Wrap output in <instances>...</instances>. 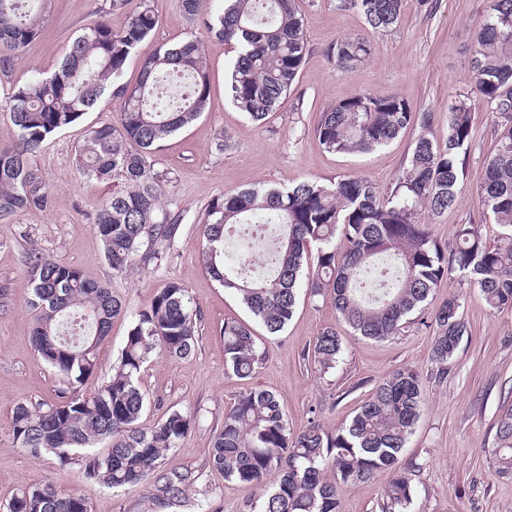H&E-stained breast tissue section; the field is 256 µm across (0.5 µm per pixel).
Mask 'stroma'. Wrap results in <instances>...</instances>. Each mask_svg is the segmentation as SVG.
Segmentation results:
<instances>
[{
    "mask_svg": "<svg viewBox=\"0 0 512 512\" xmlns=\"http://www.w3.org/2000/svg\"><path fill=\"white\" fill-rule=\"evenodd\" d=\"M104 5L105 0H47L42 35L16 59L12 82L49 76L73 39L97 22L123 28L127 14L105 12ZM153 5L158 24L129 57L123 82L135 84L141 59L159 47L194 35L203 37L209 65L211 93L205 111L150 157L155 170L170 176L162 207L188 211L190 221L181 225L160 265L113 273L92 225L121 183L87 180L79 171L76 147L88 128L115 121L116 113L106 106L84 115L33 157L54 197L52 209L0 222V287L7 289L0 299V512H8L20 487L48 481L80 495L90 512H154L148 484L103 487L79 468L60 465L54 455H31L12 434L17 404L35 407L55 401L65 387L32 347L34 315L27 306L25 261L32 248L108 285L122 303L109 338L98 349V370L83 386L87 394L109 378L136 313L169 281L188 288L198 316L194 351L186 359L161 349L153 352L140 376L148 405L139 425L153 427L175 410L191 416V427L167 464L199 473L197 488L205 493L209 512H249V504L261 494L259 488L225 481L208 464L213 437L240 393L255 387L274 392L291 431L313 422L332 431L353 416L384 378L409 366L422 375L424 399V412L401 454L402 464L414 471L411 512H512V480L497 477L488 456L498 411L512 404V308H490L477 288L455 277L430 297L423 323L379 342L353 335L338 319L332 298L303 292L292 319L272 336L254 322L236 295L205 273L200 226L212 199L240 187L360 176L390 193L421 131L442 141L448 134L449 108L463 100L472 115V134L459 200L432 221L431 230L441 244L450 246L465 224L474 225L485 239L497 237L500 227L484 210L478 186L505 121L471 91V40L485 21L488 0H436L430 12L421 0H403L399 24L384 32L372 31L357 12L337 9L336 0H298L308 53L283 104L262 125L252 122L226 92L232 49L205 36L201 21H190L180 0H153ZM354 34L370 37L376 50L359 65L339 67L328 50L337 38ZM364 90L408 100L416 112L427 114V129L412 127L368 153L325 151L313 133L320 112ZM451 294L461 299L468 332L448 375L439 378L430 361L437 333L432 313ZM228 321L250 324L263 354L249 379H238L225 367L223 330ZM327 328L340 334L343 352L336 368L322 376L313 365L312 351L316 337ZM388 481V474L381 473L365 482L338 484L342 512H380Z\"/></svg>",
    "mask_w": 512,
    "mask_h": 512,
    "instance_id": "obj_1",
    "label": "stroma"
}]
</instances>
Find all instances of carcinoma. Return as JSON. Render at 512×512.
Wrapping results in <instances>:
<instances>
[{"label":"carcinoma","instance_id":"1","mask_svg":"<svg viewBox=\"0 0 512 512\" xmlns=\"http://www.w3.org/2000/svg\"><path fill=\"white\" fill-rule=\"evenodd\" d=\"M37 2L0 0V82L9 84L0 112L16 129L12 143L0 144V221L52 208V194L32 157L54 133L94 111L103 99L115 100L117 120L90 128L78 148L84 177L118 178L124 184L97 212L93 228L114 272L156 265L173 246L183 213L159 205L167 177L147 157L205 111L210 75L202 42L194 37L160 47L141 60L136 84L125 83L126 62L155 29L157 15L150 0H109L113 12L131 9L123 29L92 25L72 41L54 73L14 85L9 79L15 59L43 30ZM336 7L354 10L371 29L385 31L399 23L402 0H336ZM204 28L235 45L228 92L252 121L265 122L287 97L305 60L307 38L297 0H225L223 14L204 22ZM374 50L366 37L349 35L336 39L330 57L339 66H351ZM471 66L474 92L511 123L512 0H489L487 19L474 35ZM418 120L406 99L361 91L328 106L313 132L328 152L367 153L388 145ZM471 127L470 109L460 100L449 112L446 140L440 144L420 134L387 196L367 179L349 176L329 184L247 187L213 199L202 224L206 274L240 298L270 334L280 332L295 312L301 271L313 245L317 270L306 290L312 297L333 296L341 320L366 338L399 335L409 317L422 314L436 288L457 272L491 308H512L511 126L488 159L479 186L482 205L502 229L497 242L485 241L469 224L448 247L421 219L423 214L438 217L457 202ZM266 224L267 231L262 229ZM264 232L265 271L255 273L253 260L242 266L226 258L229 237ZM337 238L343 241L341 253ZM26 265L28 307L35 319L32 345L66 390L58 402L34 408L18 404L12 414L14 439L32 455L51 453L107 488L135 487L153 475L157 507L207 512L205 500L190 496L198 476L164 468L189 431L191 417L172 411L147 431L138 427L147 404L139 378L152 353L160 347L186 359L194 349L197 313L188 289L171 280L136 314L112 363V376L86 396L81 387L98 369L97 349L122 304L108 286L36 248L27 252ZM434 320L438 331L431 362L442 378L467 333L459 297L448 296ZM341 349L333 328L316 337L313 362L319 375L336 367ZM224 360L241 379L256 372L262 354L248 324L224 323ZM421 411L422 376L413 367L384 378L370 400L331 432L313 423L293 434L277 395L250 389L224 414L209 465L227 481L265 488L252 512H341L337 482H364L383 471L391 478L381 512H410L413 479L400 464V452ZM103 439L110 444L99 452L95 445ZM490 458L498 477L512 479V405L499 410ZM9 512H89V507L81 496L46 482L19 490Z\"/></svg>","mask_w":512,"mask_h":512}]
</instances>
